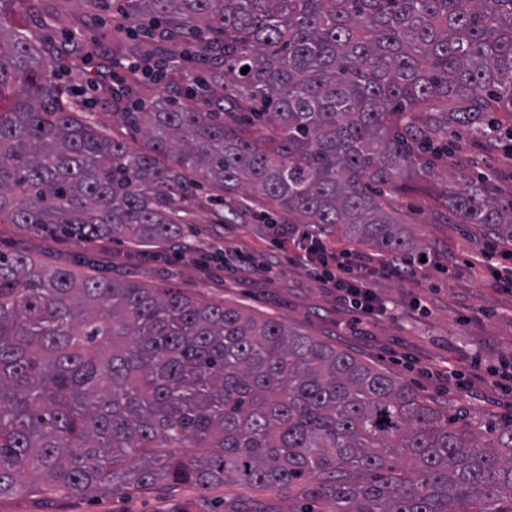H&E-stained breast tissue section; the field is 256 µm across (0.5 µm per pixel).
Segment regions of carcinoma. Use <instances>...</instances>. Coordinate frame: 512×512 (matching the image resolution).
<instances>
[{
	"label": "carcinoma",
	"instance_id": "obj_1",
	"mask_svg": "<svg viewBox=\"0 0 512 512\" xmlns=\"http://www.w3.org/2000/svg\"><path fill=\"white\" fill-rule=\"evenodd\" d=\"M5 2L0 224L168 244L204 180L410 260L427 246L378 188L431 171L397 117L445 102L436 136L512 124V0H128L166 44L118 23L96 54L70 30L32 40ZM17 2L27 26L46 23L42 0ZM115 54L139 68L100 80ZM180 60L207 81L118 113L131 142L64 94L74 69L118 100L169 84ZM444 204L512 244V197L487 180ZM27 474L74 496L168 482L286 493L290 512H512V417L450 414L282 321L15 249L0 251V496Z\"/></svg>",
	"mask_w": 512,
	"mask_h": 512
}]
</instances>
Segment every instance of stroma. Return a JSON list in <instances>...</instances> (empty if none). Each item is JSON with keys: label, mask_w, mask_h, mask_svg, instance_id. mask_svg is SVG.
<instances>
[{"label": "stroma", "mask_w": 512, "mask_h": 512, "mask_svg": "<svg viewBox=\"0 0 512 512\" xmlns=\"http://www.w3.org/2000/svg\"><path fill=\"white\" fill-rule=\"evenodd\" d=\"M73 98L89 94L86 108L109 136L128 138L125 126L113 115L106 97L86 88L84 77L67 79ZM433 176L412 177L394 198L402 223L428 244L435 260L419 268L417 280L392 275L378 276L373 286L389 301L390 315L353 322L352 313L336 301L332 289L323 287L300 266L283 262L276 278L261 271L272 249L263 231L261 217L267 210L256 199L251 214L223 222V208L210 206L191 217L185 258L175 263L145 255L122 240L76 244L55 240L47 234L15 224H0V251L23 247L39 258L61 265L87 263L92 274L133 279L154 288H174L197 300L213 304H234L249 312L272 317L349 351L373 366L408 381L428 401L451 410L465 409L494 417L512 415V398L502 395L482 380L473 378L475 366L497 363L512 357V296L498 293L485 274L470 264L489 236L484 228L456 223L442 205L444 185H461L486 177L502 196L512 195V136L496 140L471 135L449 138L445 148L430 154ZM223 247L227 254L244 253L252 265L229 268L207 260L210 246ZM454 255L457 268L446 273L438 259ZM427 300L431 315L413 311V298ZM473 309H492L496 315L469 326L457 317L462 304ZM454 365L470 378L467 391L446 381L422 375L425 367ZM223 490L203 492L187 485L158 484L126 494L70 497L42 485L28 492L0 496V512H217Z\"/></svg>", "instance_id": "1"}]
</instances>
